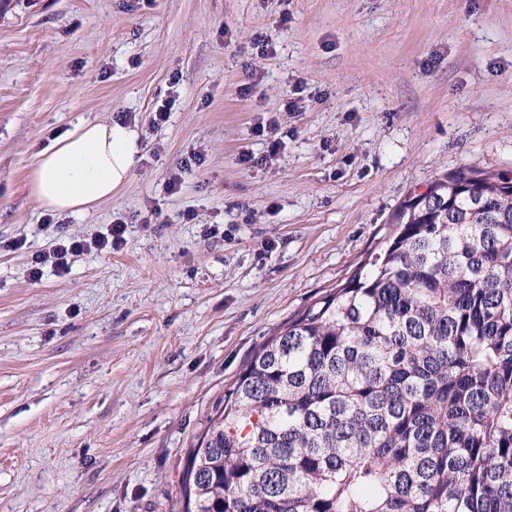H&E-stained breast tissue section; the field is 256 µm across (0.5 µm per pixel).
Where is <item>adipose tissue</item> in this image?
I'll return each mask as SVG.
<instances>
[{
    "instance_id": "ef3b65f1",
    "label": "adipose tissue",
    "mask_w": 512,
    "mask_h": 512,
    "mask_svg": "<svg viewBox=\"0 0 512 512\" xmlns=\"http://www.w3.org/2000/svg\"><path fill=\"white\" fill-rule=\"evenodd\" d=\"M137 151L136 131L120 122L80 124L37 155L30 193L56 213L87 212L126 183Z\"/></svg>"
}]
</instances>
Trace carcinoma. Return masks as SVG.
Returning a JSON list of instances; mask_svg holds the SVG:
<instances>
[{"label": "carcinoma", "instance_id": "carcinoma-1", "mask_svg": "<svg viewBox=\"0 0 512 512\" xmlns=\"http://www.w3.org/2000/svg\"><path fill=\"white\" fill-rule=\"evenodd\" d=\"M243 365L184 512H512V186L477 167Z\"/></svg>", "mask_w": 512, "mask_h": 512}]
</instances>
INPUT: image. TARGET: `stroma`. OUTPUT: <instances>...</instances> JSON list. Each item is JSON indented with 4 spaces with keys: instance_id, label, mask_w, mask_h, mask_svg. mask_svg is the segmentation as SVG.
I'll list each match as a JSON object with an SVG mask.
<instances>
[{
    "instance_id": "35a3bbf8",
    "label": "stroma",
    "mask_w": 512,
    "mask_h": 512,
    "mask_svg": "<svg viewBox=\"0 0 512 512\" xmlns=\"http://www.w3.org/2000/svg\"><path fill=\"white\" fill-rule=\"evenodd\" d=\"M125 115V186L43 209L36 155ZM467 166L512 172V0H0V512H183L252 351ZM126 233L125 224H113L108 236L95 239L92 242L81 240H62L64 243H59L55 246L48 256H36L34 265L31 267L30 276L33 280H38L42 275V266L51 262L57 271H65L68 265L67 256L74 252H81L84 250L96 249L98 251L117 249L121 243H124ZM40 265V267H39Z\"/></svg>"
}]
</instances>
